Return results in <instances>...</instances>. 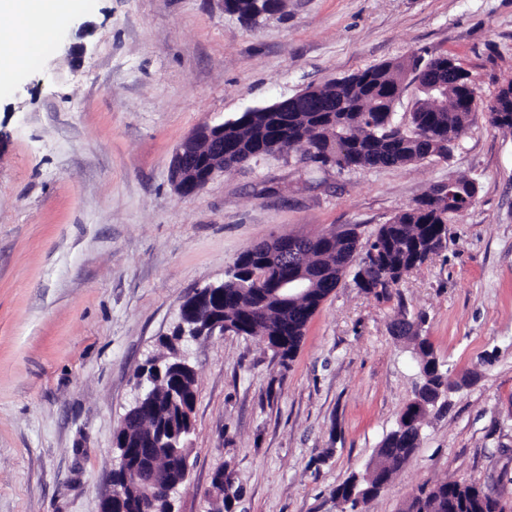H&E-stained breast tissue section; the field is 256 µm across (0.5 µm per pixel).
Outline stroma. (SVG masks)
<instances>
[{
	"instance_id": "obj_1",
	"label": "stroma",
	"mask_w": 512,
	"mask_h": 512,
	"mask_svg": "<svg viewBox=\"0 0 512 512\" xmlns=\"http://www.w3.org/2000/svg\"><path fill=\"white\" fill-rule=\"evenodd\" d=\"M40 61L0 84V512H100L135 374L183 300L246 249L359 227L360 247L448 181L477 198L446 246L389 297L347 269L290 368L258 336L188 341L190 473L175 512H340L333 495L375 459L420 380L415 333L462 388L369 503L405 512L419 487L475 482L512 506V134L483 112L449 158L302 170L272 154L197 196L170 182L198 126L385 61L454 54L482 104L512 79V0H286L253 21L224 0H78L48 20Z\"/></svg>"
}]
</instances>
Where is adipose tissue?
<instances>
[{
	"mask_svg": "<svg viewBox=\"0 0 512 512\" xmlns=\"http://www.w3.org/2000/svg\"><path fill=\"white\" fill-rule=\"evenodd\" d=\"M74 0H0V83L10 81L27 58L45 43L49 35L41 30L44 18L72 8Z\"/></svg>",
	"mask_w": 512,
	"mask_h": 512,
	"instance_id": "obj_1",
	"label": "adipose tissue"
}]
</instances>
